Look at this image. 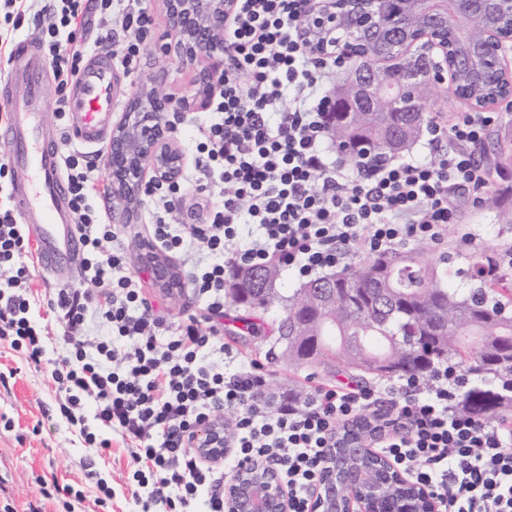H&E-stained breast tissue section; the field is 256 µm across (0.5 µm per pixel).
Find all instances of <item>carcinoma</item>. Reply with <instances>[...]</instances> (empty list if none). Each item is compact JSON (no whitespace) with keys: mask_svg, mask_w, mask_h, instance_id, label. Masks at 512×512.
<instances>
[{"mask_svg":"<svg viewBox=\"0 0 512 512\" xmlns=\"http://www.w3.org/2000/svg\"><path fill=\"white\" fill-rule=\"evenodd\" d=\"M350 119L332 115L336 123L327 134L336 150L350 158H385L406 150L421 135L431 117L421 112L371 111L368 103H354ZM496 166L512 163V139H496ZM512 186L492 201L497 222L512 226ZM463 276L473 284L464 292L455 284ZM359 284L368 297L350 302L347 290ZM250 290L254 305L236 308V320L253 328L257 313L280 311L275 321L281 331L296 303L320 301L336 292V322H313L307 336L295 338L288 358L301 360L309 336H318V348L309 364L319 366L332 356L360 381L392 376L425 377L444 362L454 361L474 371L503 377L512 375V275L495 256L475 252L467 257V268H456V256L448 252L436 261L423 259L416 249L392 250L366 258L336 274L308 281L293 294L279 289V273L271 279H252L242 284ZM444 305L441 323L434 332L423 322L434 300ZM457 411L480 420L501 419L512 414V384L503 389L485 385L468 387Z\"/></svg>","mask_w":512,"mask_h":512,"instance_id":"carcinoma-1","label":"carcinoma"}]
</instances>
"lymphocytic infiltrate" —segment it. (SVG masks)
Wrapping results in <instances>:
<instances>
[{"instance_id":"lymphocytic-infiltrate-1","label":"lymphocytic infiltrate","mask_w":512,"mask_h":512,"mask_svg":"<svg viewBox=\"0 0 512 512\" xmlns=\"http://www.w3.org/2000/svg\"><path fill=\"white\" fill-rule=\"evenodd\" d=\"M305 2L236 0L224 29V89L198 128L196 146L204 169L218 177L219 199L205 223H167L166 212L183 202L177 184L162 192V208L152 213V241L166 255L192 259L185 286L216 314L224 311L230 268L275 262L309 277L351 253L379 254L406 241L438 244L456 220L460 196L480 204L488 184L473 149L500 124L498 112L432 124L433 163L329 161L323 91L343 60L305 49ZM59 3L42 32L62 117L65 89L89 52L77 35L88 31L91 11L86 0ZM84 157L77 149L62 157L83 285L54 289L47 306L63 331L51 371L55 411L96 451L81 469L99 491L98 507H108L112 488L95 458L110 451L115 434L131 449L143 508L188 512L201 500L207 512H225L217 467L197 455L193 440L231 411L228 467L250 459L273 464L288 488L290 512H314L326 449L341 428L378 412L383 432L373 447L426 486L441 512H512V418L461 416L456 372L440 368L429 384L406 377L382 387L319 388L304 405L284 399L273 407L262 366L226 372L234 352L216 327L192 318L166 325L144 297L139 273L127 266L117 225L92 204L100 190ZM28 248L14 209L0 208V341L38 365L50 336L29 317Z\"/></svg>"}]
</instances>
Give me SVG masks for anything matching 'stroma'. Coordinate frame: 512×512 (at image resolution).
<instances>
[{
	"instance_id": "35a3bbf8",
	"label": "stroma",
	"mask_w": 512,
	"mask_h": 512,
	"mask_svg": "<svg viewBox=\"0 0 512 512\" xmlns=\"http://www.w3.org/2000/svg\"><path fill=\"white\" fill-rule=\"evenodd\" d=\"M138 3L141 8L153 13L154 23L142 37V52L137 61L129 65L122 62V46L137 35L135 31L124 29L116 15L96 14L91 29L82 36L83 41L89 44L98 41L111 47L120 98H127L133 88L142 83L154 85L165 93H187L188 74L181 71L178 62L155 51L156 45L167 40L163 17L156 15L152 0H138ZM203 119V113L188 112L172 120L188 159L185 173L192 178L181 207L167 216L172 224L190 223L191 206L205 204L206 190L211 186V175L194 164L197 127ZM159 204L158 198H148L134 223L125 225L111 197L103 194L96 200L97 207L106 213L110 223L123 226L122 244L127 253L129 269L140 267L143 245L149 240L150 214ZM494 222V211L461 202L454 236L439 245L424 244L423 256L434 259L444 248L455 249L464 257L478 250L499 255L511 252L512 229L505 227L499 232H490L489 227ZM64 284L79 286V266L62 264L51 270L34 268L30 283L35 295L30 309L33 321L43 324L49 320L46 301L55 288ZM143 292L155 312L164 316L170 326H177L191 317L204 321L209 316L205 307L188 293L168 294L148 284L144 285ZM234 314L232 307H225L223 317L218 320L225 344L237 350L245 359L263 365L274 392L308 395L320 387L345 383V376H330L314 366L296 364L282 358L281 346L274 333L266 330L256 334L246 332L241 323L234 321ZM1 366L17 367L19 373L8 388L0 387V512H25L35 489L36 478L48 472L55 473L60 483L73 484L83 490L85 499L77 506L76 512H98L94 502L95 489L85 481L80 468V461L88 450L72 427L53 413L56 391L50 375V362H43L37 368L22 365L17 353L0 344ZM100 469L102 477L115 492L112 512H140L141 507L135 503L129 484V451L120 437H113L112 456L101 464Z\"/></svg>"
}]
</instances>
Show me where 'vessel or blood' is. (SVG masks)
<instances>
[{
    "label": "vessel or blood",
    "mask_w": 512,
    "mask_h": 512,
    "mask_svg": "<svg viewBox=\"0 0 512 512\" xmlns=\"http://www.w3.org/2000/svg\"><path fill=\"white\" fill-rule=\"evenodd\" d=\"M115 79L112 65L96 58L80 71L67 112L71 136L78 145L104 142L119 103ZM7 82L24 90L0 125V137L10 147L15 205L24 223L33 227L42 267L74 262L78 235L64 194L61 155L43 118L48 90L40 60L28 41L17 44Z\"/></svg>",
    "instance_id": "vessel-or-blood-1"
}]
</instances>
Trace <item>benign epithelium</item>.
Masks as SVG:
<instances>
[{
    "label": "benign epithelium",
    "instance_id": "7a95c632",
    "mask_svg": "<svg viewBox=\"0 0 512 512\" xmlns=\"http://www.w3.org/2000/svg\"><path fill=\"white\" fill-rule=\"evenodd\" d=\"M399 4L402 43L397 45L406 58L389 68L375 41L393 3ZM168 28V41L159 46L162 55L173 58L192 73L187 94H162L155 87L140 84L129 95L125 110L113 124L106 166L111 177L112 199L129 218L138 215L154 186L173 184L182 177L186 157L164 120L168 112H199L210 107L220 93L224 75L226 18L235 0H154ZM453 15L430 10L432 20L414 31L412 17L420 13L419 0H313L303 34L310 53L316 57L339 55L350 61L363 60L372 69L363 80H349L333 91L331 108L351 111L356 99L380 106L397 107L404 87L421 81L448 82V93L458 97L467 86L478 97L485 74L495 73L507 82L502 93L470 103L478 112L501 100L512 98V72L507 58L512 53V33L503 35V21L512 26V0H450ZM478 14L486 24L485 40L457 38L460 17ZM425 44L427 69L411 58L412 48ZM149 282L155 288L171 289L174 272L161 255L148 262ZM195 449L204 459L219 463L229 451L224 420L204 425L197 433ZM367 458L353 456L346 467L331 465L336 448L326 449L325 475L315 503V512H387L389 499L408 501L404 512H433L428 491L408 480L384 455L364 448ZM226 512H289L288 492L279 474L259 461L234 469L225 502Z\"/></svg>",
    "mask_w": 512,
    "mask_h": 512
}]
</instances>
